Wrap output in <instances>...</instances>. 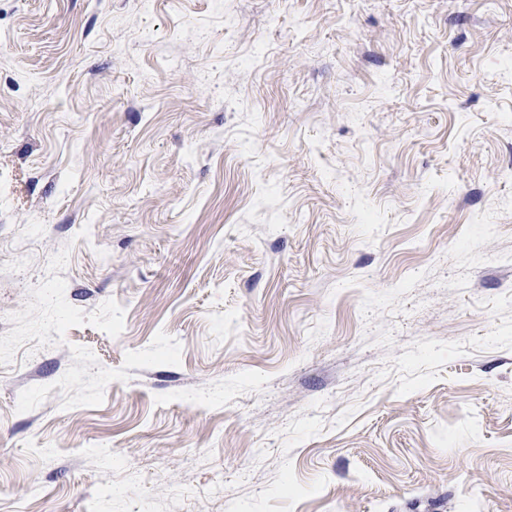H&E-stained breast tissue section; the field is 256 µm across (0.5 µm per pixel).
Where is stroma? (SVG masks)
Wrapping results in <instances>:
<instances>
[{
	"label": "stroma",
	"mask_w": 512,
	"mask_h": 512,
	"mask_svg": "<svg viewBox=\"0 0 512 512\" xmlns=\"http://www.w3.org/2000/svg\"><path fill=\"white\" fill-rule=\"evenodd\" d=\"M0 512H512V0H0Z\"/></svg>",
	"instance_id": "35a3bbf8"
}]
</instances>
